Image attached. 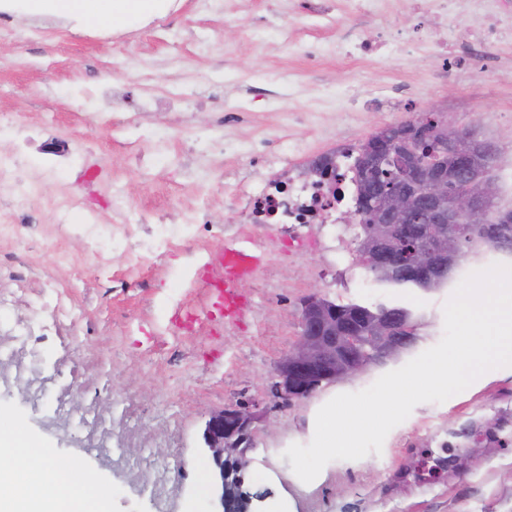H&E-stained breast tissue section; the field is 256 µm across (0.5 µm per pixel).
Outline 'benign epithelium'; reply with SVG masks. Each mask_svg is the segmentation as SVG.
<instances>
[{
  "instance_id": "benign-epithelium-1",
  "label": "benign epithelium",
  "mask_w": 512,
  "mask_h": 512,
  "mask_svg": "<svg viewBox=\"0 0 512 512\" xmlns=\"http://www.w3.org/2000/svg\"><path fill=\"white\" fill-rule=\"evenodd\" d=\"M461 133L436 123L422 113L386 132L368 148L371 163L364 171L373 184L372 198L364 207L374 214L360 252V260L375 268L391 263L397 250L398 224H427L430 231L405 248L402 271L430 277L455 252L448 226L465 230L477 221L485 205L496 196L495 183L472 167L470 156L460 153ZM301 330L278 362L270 391L285 403L303 400L324 381H344L362 374L372 363L393 360L416 342L413 327L396 314L374 322L336 321L333 302L316 291L300 307ZM373 337L374 353L359 351L357 335ZM266 422L258 405L226 406L213 411L203 430L211 458L213 512H255L265 491L243 489L242 472L250 459L259 426Z\"/></svg>"
}]
</instances>
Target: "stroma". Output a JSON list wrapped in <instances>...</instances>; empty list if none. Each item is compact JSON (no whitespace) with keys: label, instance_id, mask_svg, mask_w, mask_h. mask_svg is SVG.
I'll list each match as a JSON object with an SVG mask.
<instances>
[{"label":"stroma","instance_id":"1","mask_svg":"<svg viewBox=\"0 0 512 512\" xmlns=\"http://www.w3.org/2000/svg\"><path fill=\"white\" fill-rule=\"evenodd\" d=\"M294 5L249 0L243 11L208 10L199 0H177L175 12L109 30L104 42L51 16L24 24L0 17V154L34 128L48 141L92 144L98 170L92 195L67 170L42 179L26 206L0 194V224L26 214L40 225L18 247L24 282L0 280V420L91 474L106 512H210L204 422L211 411L253 402L276 426L256 433L245 476L246 488L271 490L265 512H512V444L472 443L462 451L469 459L463 471L431 482L402 475L448 428L512 416V367L487 372L445 402L416 405L381 453L329 462L311 483L293 475L284 455L312 440L316 413L331 398L371 386L436 345L454 288L378 283L359 260L352 223L301 228L311 242L304 251L290 248L276 225L242 223L237 196L267 170L226 153L225 140H268L285 164L295 147L319 149L339 135L357 145L434 111L459 130L480 118L481 137L498 149L497 168L512 166V41L495 48L508 66L488 72L479 59L444 69L421 49L372 62L313 61L289 52V41L405 37L421 16L398 0L378 16L351 9L340 21L312 26ZM106 83L121 88L125 108L94 100ZM350 84L400 87L409 100L395 109L337 107ZM269 87L295 95L268 106L256 93ZM150 97L156 107L142 110ZM238 107L250 119L227 123ZM292 113L298 122H289ZM68 196L93 208L101 223L142 230L98 243L76 233L55 239L51 204ZM199 215L204 224L180 237L177 225ZM237 241L264 256L258 273L239 283L241 315L183 329L179 319L202 310L205 288L220 278L216 257ZM112 278L119 287L106 289ZM313 288L339 303L408 307L417 340L360 378L286 404L268 387ZM44 325L51 335L42 341L35 332Z\"/></svg>","mask_w":512,"mask_h":512}]
</instances>
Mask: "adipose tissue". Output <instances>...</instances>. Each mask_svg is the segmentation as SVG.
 Here are the masks:
<instances>
[{"instance_id":"obj_1","label":"adipose tissue","mask_w":512,"mask_h":512,"mask_svg":"<svg viewBox=\"0 0 512 512\" xmlns=\"http://www.w3.org/2000/svg\"><path fill=\"white\" fill-rule=\"evenodd\" d=\"M151 0H25L19 14L49 15L94 29L128 27ZM0 512H103L85 472L58 462L21 429L0 427Z\"/></svg>"}]
</instances>
